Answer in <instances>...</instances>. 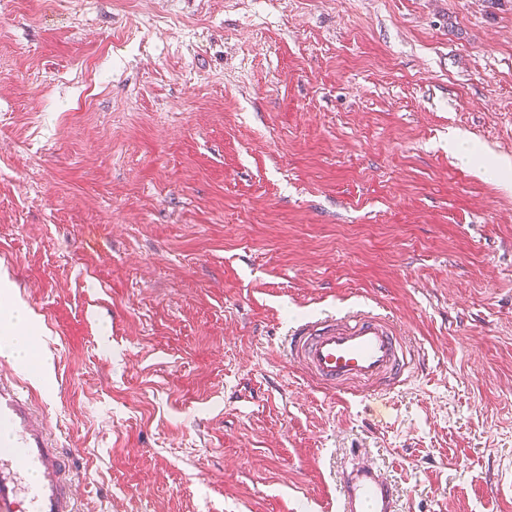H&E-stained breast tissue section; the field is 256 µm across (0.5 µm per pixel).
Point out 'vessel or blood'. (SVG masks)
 I'll use <instances>...</instances> for the list:
<instances>
[{"mask_svg": "<svg viewBox=\"0 0 512 512\" xmlns=\"http://www.w3.org/2000/svg\"><path fill=\"white\" fill-rule=\"evenodd\" d=\"M291 361L325 388L399 376L413 368L416 353L385 315L364 309L309 319L288 331ZM0 512H77L67 456L33 400L13 380L0 378ZM340 512H399L396 489L365 460L342 481Z\"/></svg>", "mask_w": 512, "mask_h": 512, "instance_id": "obj_1", "label": "vessel or blood"}]
</instances>
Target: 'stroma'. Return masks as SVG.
<instances>
[{"label":"stroma","instance_id":"1","mask_svg":"<svg viewBox=\"0 0 512 512\" xmlns=\"http://www.w3.org/2000/svg\"><path fill=\"white\" fill-rule=\"evenodd\" d=\"M466 132L470 164L448 151ZM512 0H0V278L79 512H512ZM387 315L332 392L280 347ZM286 348L303 373L334 391L354 381L404 375L419 355L387 316L364 309L296 324ZM343 502L339 512H398L395 486L369 460L348 469L342 481Z\"/></svg>","mask_w":512,"mask_h":512}]
</instances>
